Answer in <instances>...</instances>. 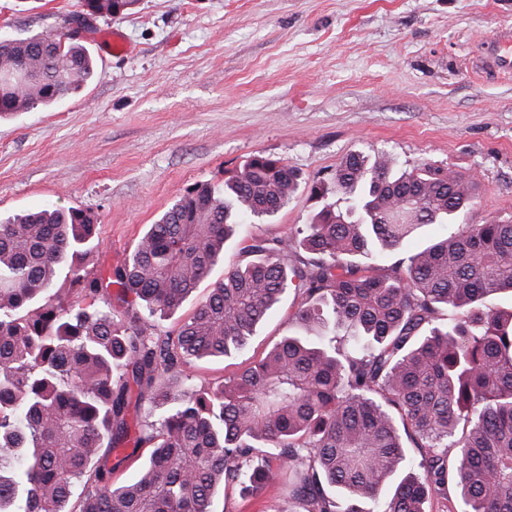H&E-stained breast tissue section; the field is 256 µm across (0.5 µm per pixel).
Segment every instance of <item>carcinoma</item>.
Masks as SVG:
<instances>
[{
    "label": "carcinoma",
    "mask_w": 512,
    "mask_h": 512,
    "mask_svg": "<svg viewBox=\"0 0 512 512\" xmlns=\"http://www.w3.org/2000/svg\"><path fill=\"white\" fill-rule=\"evenodd\" d=\"M135 3L82 0L57 31L0 40V115L90 81L94 59L68 25ZM298 181L253 155L224 186L180 196L94 277L78 264L91 212L0 220V512H72L75 496L77 512H216L219 486L256 494L284 475L305 512H426L434 498L445 512H512V312L488 303L512 294V220L464 223L474 178L352 154L333 177L343 204H324L298 237L243 239L176 334L139 315L178 310L242 217L274 215ZM431 224L447 235L404 251ZM64 266L72 287L54 291ZM289 288L295 334L229 381L177 378L192 358L244 349ZM134 386L155 436L128 419Z\"/></svg>",
    "instance_id": "carcinoma-1"
}]
</instances>
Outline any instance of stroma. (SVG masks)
Listing matches in <instances>:
<instances>
[{"label":"stroma","mask_w":512,"mask_h":512,"mask_svg":"<svg viewBox=\"0 0 512 512\" xmlns=\"http://www.w3.org/2000/svg\"><path fill=\"white\" fill-rule=\"evenodd\" d=\"M80 0H0V37L63 26ZM512 27V0H136L95 20L91 81L53 105L0 117V216L45 206L96 214L81 265L123 261L177 197L223 185L251 155L280 158L302 182L248 236L285 238L310 223L316 181L354 153L386 152L399 170L428 161L473 175L467 220L512 217V74L480 67L481 43ZM119 30L129 53L101 39ZM288 292L247 348L184 373L212 386L291 334ZM217 512H304L284 482L259 498L218 490Z\"/></svg>","instance_id":"stroma-1"}]
</instances>
